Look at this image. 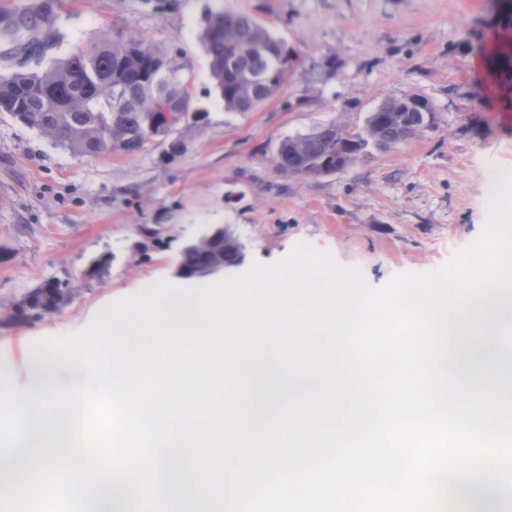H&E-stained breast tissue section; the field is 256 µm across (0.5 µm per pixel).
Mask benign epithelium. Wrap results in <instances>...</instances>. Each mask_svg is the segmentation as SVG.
Wrapping results in <instances>:
<instances>
[{
	"label": "benign epithelium",
	"mask_w": 512,
	"mask_h": 512,
	"mask_svg": "<svg viewBox=\"0 0 512 512\" xmlns=\"http://www.w3.org/2000/svg\"><path fill=\"white\" fill-rule=\"evenodd\" d=\"M225 233L224 225L207 224L197 238L185 242L181 252L196 251L201 256V262L190 272L184 266L182 257H177L173 268L174 277L178 279H186L190 276L196 279L215 278L239 267L245 259V246L241 242H236L234 250L228 254L224 253V249L216 247V244L224 243ZM71 298V292H60L55 288V281L49 279L25 291L21 301L37 310L47 305L48 313L51 314L63 308Z\"/></svg>",
	"instance_id": "7a95c632"
}]
</instances>
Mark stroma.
<instances>
[{
    "label": "stroma",
    "mask_w": 512,
    "mask_h": 512,
    "mask_svg": "<svg viewBox=\"0 0 512 512\" xmlns=\"http://www.w3.org/2000/svg\"><path fill=\"white\" fill-rule=\"evenodd\" d=\"M242 11L293 52L301 73L248 112L225 111L200 40L208 8ZM500 0H65L49 59L103 34H142L182 67L201 122L178 123L177 153L77 156L0 112V317L27 288L69 281L73 301L0 324V369L27 379L35 341L80 331L111 302L172 279L182 245L221 224L245 267L306 244L385 286L445 264L480 233L486 197L512 169V92L490 59L512 28ZM419 94L437 127L353 166L280 173L279 144L331 122L362 127L386 98ZM110 254L88 278L90 259Z\"/></svg>",
    "instance_id": "35a3bbf8"
}]
</instances>
